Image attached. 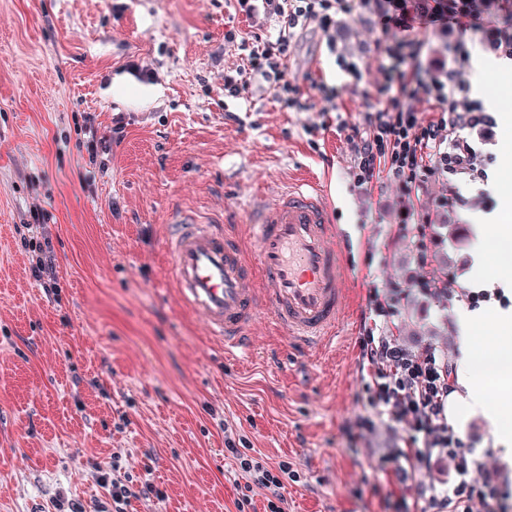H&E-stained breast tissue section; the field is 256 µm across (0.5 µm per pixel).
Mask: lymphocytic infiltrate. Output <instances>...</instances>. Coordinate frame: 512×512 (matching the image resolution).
<instances>
[{
  "instance_id": "lymphocytic-infiltrate-1",
  "label": "lymphocytic infiltrate",
  "mask_w": 512,
  "mask_h": 512,
  "mask_svg": "<svg viewBox=\"0 0 512 512\" xmlns=\"http://www.w3.org/2000/svg\"><path fill=\"white\" fill-rule=\"evenodd\" d=\"M498 0H234L236 13L253 17L264 12L278 25L276 39L242 34L230 28L224 41L236 45L247 61L246 69L224 74V95L240 97L254 83H265L275 99L290 110L304 107V95L288 77L293 39L297 32L315 27L337 65L352 78L359 66L339 51L334 33L345 18L369 15L382 30L402 31V39L386 46L388 65L382 66L378 106L364 125L340 123L339 129L352 148L351 176L356 188L366 192L397 184L405 196L418 194L428 180L448 183L447 195L432 208L408 210L416 230L415 260L426 267L436 227L448 205L465 206L457 182L481 175L486 164L465 130L486 131L495 123L492 113L469 97V53L458 46L450 64L418 71L404 68L406 57L418 56L431 33L477 28L485 11ZM427 110H419L418 102ZM432 118H425V111ZM28 244L36 255L31 275L45 294L57 289L54 252L46 242L39 213H32ZM368 320L360 341L359 372L371 413L361 428L371 431L377 416L405 426L407 433L390 447L377 449V469L392 484L395 512H507L512 498L499 472L486 468L484 456L465 442L449 417V405L458 391L456 364L436 347L413 349L396 330V303L404 289L395 284L367 283ZM239 471L249 474L251 484L235 500L237 512L251 505L253 488L266 493L268 512H283L287 483L298 481L297 471L286 463L271 464L236 455ZM437 473L434 482L424 473Z\"/></svg>"
}]
</instances>
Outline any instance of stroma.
<instances>
[{
    "label": "stroma",
    "mask_w": 512,
    "mask_h": 512,
    "mask_svg": "<svg viewBox=\"0 0 512 512\" xmlns=\"http://www.w3.org/2000/svg\"><path fill=\"white\" fill-rule=\"evenodd\" d=\"M231 27L277 34L274 19H247L231 0H0V512H69L75 503L111 512L112 487L97 478L111 474L123 448L122 471L151 469L165 493L132 501L133 512H235L228 429L239 452L298 470L284 512H392V486L373 455L402 430L357 425L368 276L407 289L398 313L408 346L435 345L459 364L457 306L414 293L416 279L512 289V269L482 275L471 221L499 207L487 181L512 179L503 163L511 125L496 123L479 143L493 157L487 177L459 182L466 204L443 212L439 242L420 268L399 189L360 193L336 126L364 124L372 112L393 33L366 18L338 25L339 46L360 62L355 80L320 33L299 31L288 76L310 109L293 112L269 93L225 99V71L243 64L224 42ZM130 62L151 80L131 75ZM320 81L337 88L335 103L322 99ZM118 115L126 127L116 139ZM88 116L111 140L103 171L77 165ZM306 173L327 178L349 241L346 336L318 360L264 316L251 356L225 358L168 276V214L231 217ZM35 208L57 259L53 300L32 278L17 230ZM450 417L512 482L490 420L457 399Z\"/></svg>",
    "instance_id": "35a3bbf8"
}]
</instances>
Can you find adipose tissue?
<instances>
[{"instance_id": "adipose-tissue-1", "label": "adipose tissue", "mask_w": 512, "mask_h": 512, "mask_svg": "<svg viewBox=\"0 0 512 512\" xmlns=\"http://www.w3.org/2000/svg\"><path fill=\"white\" fill-rule=\"evenodd\" d=\"M494 192L501 201L497 214L503 228L479 237L476 248L483 258L492 259L496 266L512 267V186L496 183ZM465 390L464 404L483 413L493 422L499 437L512 441V335L502 334L489 348L471 347L461 372ZM495 388L496 402H488V388Z\"/></svg>"}]
</instances>
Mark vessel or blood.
Returning a JSON list of instances; mask_svg holds the SVG:
<instances>
[{
	"mask_svg": "<svg viewBox=\"0 0 512 512\" xmlns=\"http://www.w3.org/2000/svg\"><path fill=\"white\" fill-rule=\"evenodd\" d=\"M242 218L256 245L252 256L230 224L172 211L169 275L181 301L204 316L225 355L251 350L252 328L263 312L300 349L326 354L348 300L326 183H289L279 194L259 198Z\"/></svg>",
	"mask_w": 512,
	"mask_h": 512,
	"instance_id": "1",
	"label": "vessel or blood"
}]
</instances>
